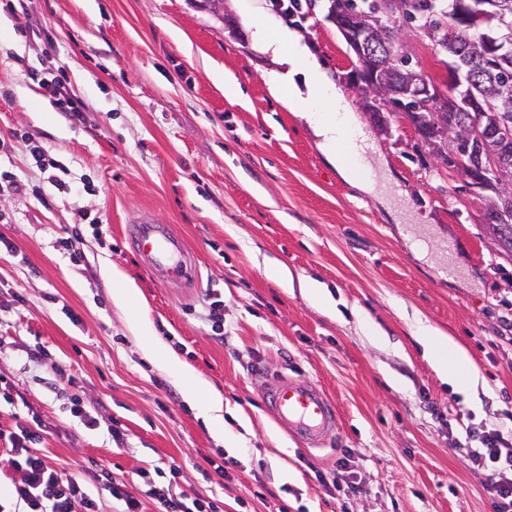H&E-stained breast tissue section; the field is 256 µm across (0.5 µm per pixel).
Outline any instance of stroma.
<instances>
[{
	"instance_id": "35a3bbf8",
	"label": "stroma",
	"mask_w": 512,
	"mask_h": 512,
	"mask_svg": "<svg viewBox=\"0 0 512 512\" xmlns=\"http://www.w3.org/2000/svg\"><path fill=\"white\" fill-rule=\"evenodd\" d=\"M299 33L344 90L355 57L335 27L318 15ZM410 40L447 92V53ZM282 68L188 0H0V233L13 244L0 250L13 395L0 425L39 417L50 463L110 466L143 512H158L161 484L219 512H496L465 434L512 430V261L481 222L486 192L437 170L405 119L375 133L346 93L374 189L351 186L272 90ZM220 69L238 97L214 82ZM48 73L84 100L83 123L38 84ZM31 138L56 167H38ZM145 212L197 258V287L161 286L137 263L122 230ZM272 262L320 283L328 304L277 284ZM114 269L141 294L143 333L116 302ZM419 319L467 351L476 385L438 375ZM156 340L222 394L223 427L186 398ZM283 374L335 401L330 447L301 449L262 405ZM342 458L359 488L347 499L320 481Z\"/></svg>"
}]
</instances>
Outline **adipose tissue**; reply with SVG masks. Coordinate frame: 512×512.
Returning <instances> with one entry per match:
<instances>
[{
  "label": "adipose tissue",
  "instance_id": "obj_1",
  "mask_svg": "<svg viewBox=\"0 0 512 512\" xmlns=\"http://www.w3.org/2000/svg\"><path fill=\"white\" fill-rule=\"evenodd\" d=\"M251 29L256 46L281 57L288 65L287 71L271 75V86L287 90L289 106L302 111L341 177L360 188H371L365 164L360 161L349 163L341 149L344 137L358 131L359 122L348 112L322 63L288 31H276L260 23L252 24ZM416 334L424 348L447 347V356L436 361L442 375L455 382L472 380L470 358L460 345L434 335L432 329L425 325L418 326Z\"/></svg>",
  "mask_w": 512,
  "mask_h": 512
}]
</instances>
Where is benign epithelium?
<instances>
[{
  "mask_svg": "<svg viewBox=\"0 0 512 512\" xmlns=\"http://www.w3.org/2000/svg\"><path fill=\"white\" fill-rule=\"evenodd\" d=\"M512 10L509 0H464L458 11L453 31H466L487 20L488 15L506 14ZM339 16L341 27L348 34L356 64L346 74L344 81L362 104H369L377 112L390 108L397 99L414 103L431 100V84L422 73L407 65H399V60L390 54L380 55L373 51L374 42L378 40L380 19L370 16H343L331 5L330 16ZM476 107L472 98L453 100L444 111L433 112L419 117L420 133L417 140L433 150V156L439 168L458 171L472 180L476 175L484 174L488 168L502 166L500 145L512 140V123L496 121L489 126L482 122L470 123L464 127L467 142H476L485 148V161L474 167L466 163L461 155L447 146V130L444 121L446 112H469Z\"/></svg>",
  "mask_w": 512,
  "mask_h": 512,
  "instance_id": "benign-epithelium-1",
  "label": "benign epithelium"
}]
</instances>
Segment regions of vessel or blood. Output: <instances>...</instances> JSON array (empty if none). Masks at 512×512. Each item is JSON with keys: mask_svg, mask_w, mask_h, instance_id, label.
I'll return each mask as SVG.
<instances>
[{"mask_svg": "<svg viewBox=\"0 0 512 512\" xmlns=\"http://www.w3.org/2000/svg\"><path fill=\"white\" fill-rule=\"evenodd\" d=\"M134 251L141 265L162 285L187 284L197 263L187 253L171 225L142 220L132 224ZM263 402L278 423L302 448H321L335 437L340 415L337 406L318 385L290 376L264 391Z\"/></svg>", "mask_w": 512, "mask_h": 512, "instance_id": "b4317fda", "label": "vessel or blood"}]
</instances>
